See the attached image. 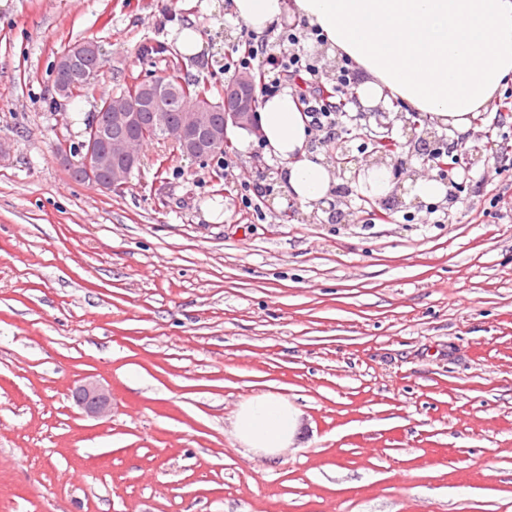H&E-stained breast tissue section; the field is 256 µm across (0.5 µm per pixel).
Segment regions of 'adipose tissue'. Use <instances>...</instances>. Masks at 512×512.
<instances>
[{"instance_id": "adipose-tissue-1", "label": "adipose tissue", "mask_w": 512, "mask_h": 512, "mask_svg": "<svg viewBox=\"0 0 512 512\" xmlns=\"http://www.w3.org/2000/svg\"><path fill=\"white\" fill-rule=\"evenodd\" d=\"M231 12L258 33L287 14L305 20L322 31L329 54L365 73L362 105L388 92L462 135L512 75V0H231ZM259 126L267 153L285 162L289 196L302 205L323 200L333 171L307 156L309 118L297 96L266 98ZM299 424L287 399L255 392L241 397L232 421L244 448L268 456L293 444Z\"/></svg>"}]
</instances>
